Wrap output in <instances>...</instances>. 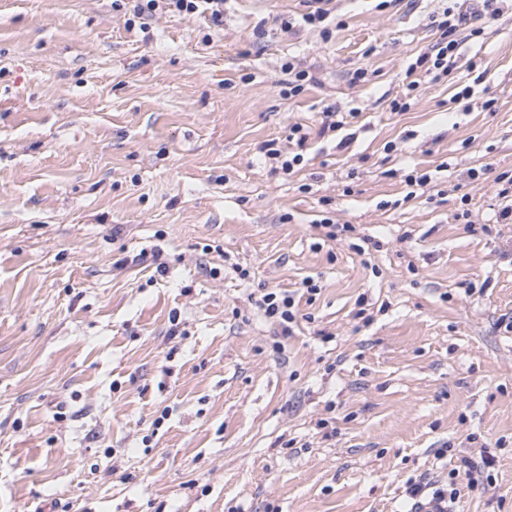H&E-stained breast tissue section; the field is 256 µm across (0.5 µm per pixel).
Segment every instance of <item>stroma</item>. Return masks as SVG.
Masks as SVG:
<instances>
[{"instance_id": "obj_1", "label": "stroma", "mask_w": 512, "mask_h": 512, "mask_svg": "<svg viewBox=\"0 0 512 512\" xmlns=\"http://www.w3.org/2000/svg\"><path fill=\"white\" fill-rule=\"evenodd\" d=\"M378 2L335 0L326 41L283 29L304 0H228L220 27L0 0V512H404L485 452L451 508L512 512V5L394 112L446 2ZM291 57L318 79L294 98ZM329 105L343 128L273 173L261 145ZM324 210L380 248L321 241ZM308 276L280 339L250 295ZM495 183L499 185L497 195L502 200L503 206L499 210L500 224L512 223V172L504 171L494 179ZM510 202V203H509Z\"/></svg>"}]
</instances>
